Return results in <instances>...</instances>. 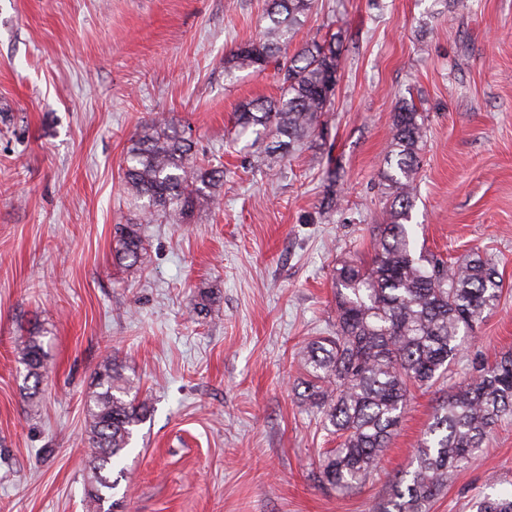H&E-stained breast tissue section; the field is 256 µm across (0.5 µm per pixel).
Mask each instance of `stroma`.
I'll list each match as a JSON object with an SVG mask.
<instances>
[{"label":"stroma","instance_id":"1","mask_svg":"<svg viewBox=\"0 0 512 512\" xmlns=\"http://www.w3.org/2000/svg\"><path fill=\"white\" fill-rule=\"evenodd\" d=\"M266 0H0V512H93L86 409L112 359L150 417L112 475V512H382L447 392L512 353V0H318L297 42L341 32L324 138L277 159L234 137L272 71L224 75ZM427 120L417 245L491 258L504 288L444 381L414 392L360 488L318 481L335 447L295 386L296 353L336 330V263L369 262L395 102ZM188 128L224 170L219 207L144 226L137 271L112 264L113 227L142 205L123 185L131 139L155 118ZM332 154L336 207L312 154ZM204 287L219 295L197 308ZM39 327L47 370L24 379L16 337ZM512 488V419L450 472L428 512H472Z\"/></svg>","mask_w":512,"mask_h":512}]
</instances>
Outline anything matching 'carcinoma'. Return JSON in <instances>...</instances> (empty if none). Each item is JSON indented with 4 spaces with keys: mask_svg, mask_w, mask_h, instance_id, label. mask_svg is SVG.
Masks as SVG:
<instances>
[{
    "mask_svg": "<svg viewBox=\"0 0 512 512\" xmlns=\"http://www.w3.org/2000/svg\"><path fill=\"white\" fill-rule=\"evenodd\" d=\"M314 0H266L258 38L224 59L228 77L273 67L281 83L277 99L242 102L234 112L238 134L294 153L324 137L321 117L332 104L340 67V42L312 39L293 54L290 44ZM425 116L403 98L396 102L380 180L387 190V223L379 225L368 265L343 261L334 271L336 333L306 342L298 352L304 370L298 393L321 414L322 428L339 439L319 461V478L338 492L360 487L388 448L411 390L429 389L445 378L451 362L475 337L484 314L495 307L503 281L491 260L474 254L457 265L414 248L412 212L418 200ZM191 141L164 120L145 125L124 158V184L144 201L151 222L174 203L182 219L213 206L224 171L195 162ZM145 253L141 225L118 224L113 261L133 272ZM24 379H40L46 353L32 330L18 345ZM150 414L147 400L124 383L106 359L89 399L87 428L92 447L89 497L94 512H111L112 469L134 430ZM512 417V356L479 364L466 382L436 406L415 451L416 466L391 483L383 512H426L448 480L481 452L492 429ZM476 512H512V489L484 495Z\"/></svg>",
    "mask_w": 512,
    "mask_h": 512,
    "instance_id": "obj_1",
    "label": "carcinoma"
}]
</instances>
